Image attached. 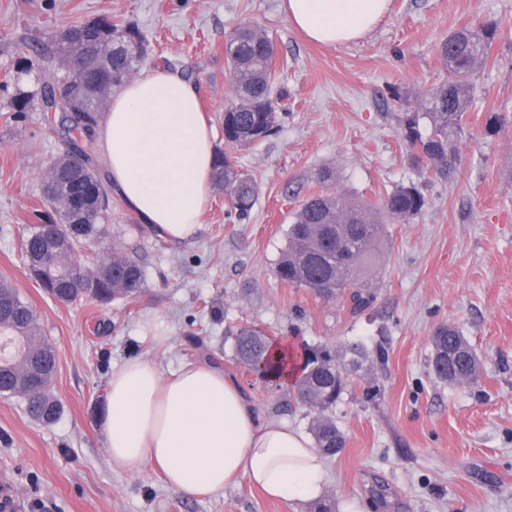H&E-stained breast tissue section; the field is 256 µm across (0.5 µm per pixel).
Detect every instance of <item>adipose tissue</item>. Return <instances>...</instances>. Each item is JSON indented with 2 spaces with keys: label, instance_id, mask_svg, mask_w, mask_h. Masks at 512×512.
I'll use <instances>...</instances> for the list:
<instances>
[{
  "label": "adipose tissue",
  "instance_id": "ef3b65f1",
  "mask_svg": "<svg viewBox=\"0 0 512 512\" xmlns=\"http://www.w3.org/2000/svg\"><path fill=\"white\" fill-rule=\"evenodd\" d=\"M389 3L283 0L281 8L309 39L334 47L370 33ZM95 139L113 188L140 224L174 243L198 231L214 132L193 83L161 66L142 73L113 94ZM104 423L113 469L151 464L189 496L215 495L243 479L275 498H312L326 480L308 438L263 421L239 384L209 365L165 375L142 358L126 359L112 370Z\"/></svg>",
  "mask_w": 512,
  "mask_h": 512
}]
</instances>
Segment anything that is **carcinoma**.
<instances>
[{"instance_id":"1","label":"carcinoma","mask_w":512,"mask_h":512,"mask_svg":"<svg viewBox=\"0 0 512 512\" xmlns=\"http://www.w3.org/2000/svg\"><path fill=\"white\" fill-rule=\"evenodd\" d=\"M70 31L84 35L85 41L78 55L82 62L78 84L70 76L60 78V97L67 101L78 88L89 92V77L98 75L122 85L129 72L141 66L147 55L148 40L139 27L126 23L105 22L97 30L84 32V25L70 27ZM498 32V27L483 24L466 26L435 45L437 57L448 79L421 92L418 111L406 115L401 136L416 149L414 159L433 171L441 179L452 178L458 169L457 144L465 133L464 118L472 105L475 87L471 75L476 63L486 58ZM22 66L20 72L35 69L59 59L72 56L62 35L51 37V45L35 49L23 40L17 44ZM224 60L228 82L234 95L224 108V141L232 147L255 144L272 135L277 128L279 102L272 97L274 42L258 26L235 29L224 41ZM55 96L54 85L36 92L18 91L11 98L17 117L32 107L48 111V100ZM103 110L77 111L73 117H62V127L75 131L86 143L70 141L72 149L90 160L94 149V129ZM427 120L430 132L422 136L421 120ZM212 170L215 186L224 189L230 206L241 216L252 210L258 195L256 184L235 168L223 151L215 153ZM316 182L320 190L309 195L291 215L287 230V246L275 267L276 276L294 288H307L320 298L330 300L349 292L351 315L367 309L374 298L363 288L374 258L387 236V225L409 223L418 218L426 207V198L413 183L396 186L381 204L375 205L351 193L333 191L335 172L330 168L319 170ZM79 197L84 208L80 224H56V239L47 240L41 230L44 211L55 208V201L63 189ZM44 209L32 210L28 233L21 239L20 249L26 263L38 265L41 276L38 285L54 300L70 305L91 302L107 305L115 300H133L144 291L145 274L142 266L129 254L114 249L112 255L93 269L82 270L71 256L85 240L105 238L109 227L105 224L112 200L107 187L86 166V175L68 169V164L57 158L51 163L41 185ZM32 306L15 287H0V345L16 337L23 345L22 355L9 362H0V396L23 400L26 414L32 420L50 424L62 412L60 402L45 387L52 372L43 370L36 359L38 340L35 336L20 334V329L36 321ZM225 336L233 340V356L241 364L253 366L255 372L271 381L284 372L269 354L265 333L250 326L227 328ZM430 366L436 378L450 384L473 382L480 373L481 360L462 331L453 323L438 326L431 338ZM388 352L382 345L367 348L352 343L338 349L328 345L301 346L292 356L301 363V373L291 388L300 404L316 411L310 422L315 448L332 457L345 447V436L337 426L333 411L343 394L354 382V376L364 363L384 369Z\"/></svg>"}]
</instances>
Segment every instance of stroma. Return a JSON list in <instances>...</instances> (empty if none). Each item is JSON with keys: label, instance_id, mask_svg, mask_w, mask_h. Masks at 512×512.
I'll return each mask as SVG.
<instances>
[{"label": "stroma", "instance_id": "35a3bbf8", "mask_svg": "<svg viewBox=\"0 0 512 512\" xmlns=\"http://www.w3.org/2000/svg\"><path fill=\"white\" fill-rule=\"evenodd\" d=\"M100 19L134 22L147 35L143 69L161 65L197 85L219 148L231 97L224 39L259 25L275 42L282 110L274 135L225 148L259 188L248 216L211 190L197 234L173 244L113 197L110 236L79 248L75 260L87 268L122 246L144 269V291L107 306H67L42 291L20 253L47 167L66 147L61 115L33 109L18 119L10 106L13 92L53 82L59 70L21 74L14 46ZM478 23L496 24L498 36L472 75L459 170L439 179L415 164L401 118L445 76L436 42ZM492 114L500 124L489 133ZM325 167L338 190L371 202L411 182L427 199L411 223L389 225L364 282L374 300L357 316L348 296L328 301L274 274L289 216ZM1 276L54 346L51 390L62 405L60 418L43 425L20 399L0 398V498L11 512H310V501L273 500L244 480L192 497L152 467L132 473L110 463L99 398L113 366L133 356L165 374L188 363L220 368L264 420L308 432L309 409L233 361L224 331L246 324L292 345L381 344L389 353L376 400L362 397L371 378L364 370L336 406L346 444L326 459L321 491L336 512H512V0H391L370 34L336 47L306 39L280 0H0ZM448 322L482 361L465 386L437 380L429 367L431 336Z\"/></svg>", "mask_w": 512, "mask_h": 512}]
</instances>
